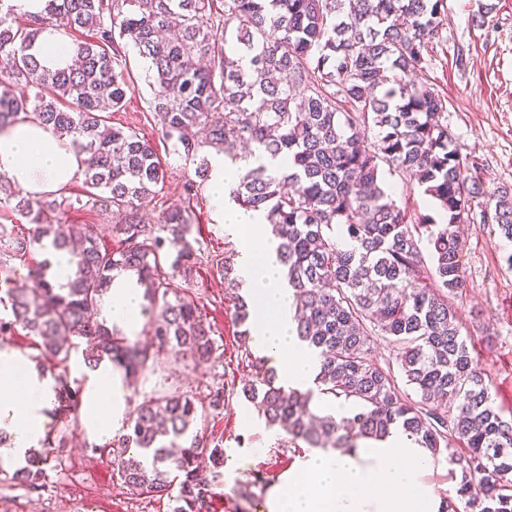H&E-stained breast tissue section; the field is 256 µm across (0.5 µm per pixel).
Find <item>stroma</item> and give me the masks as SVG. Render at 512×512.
Here are the masks:
<instances>
[{
	"mask_svg": "<svg viewBox=\"0 0 512 512\" xmlns=\"http://www.w3.org/2000/svg\"><path fill=\"white\" fill-rule=\"evenodd\" d=\"M447 9L442 37L418 78L446 97L455 146L461 155L478 159L485 191L512 193V0H447ZM125 54L122 69L133 77L135 87L112 122L150 139L167 170L164 185L143 209L145 222L153 224L180 199L194 165L163 142L148 108V65L133 46H126ZM191 208L200 261L190 276V294L202 304L221 356L208 368L167 356L161 371L139 384L142 393L176 389L202 398L212 388L251 375L234 337L236 299L208 261L209 256L240 250L241 243L224 232L207 190H199ZM462 230L467 277L456 300L461 333L493 381L496 407L503 417L512 418V240L483 218L477 205ZM253 411L250 403L235 397L228 408L210 413L205 421L208 438L222 440L225 455L251 459L236 472L222 468L210 512H261L269 490L307 450L302 441L288 444L272 435L263 421L246 425L242 417ZM67 434L66 447L52 455L42 488L0 483V512H169L167 497L135 496L123 488L112 476L109 459L90 451L81 425H70Z\"/></svg>",
	"mask_w": 512,
	"mask_h": 512,
	"instance_id": "1",
	"label": "stroma"
}]
</instances>
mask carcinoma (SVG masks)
I'll list each match as a JSON object with an SVG mask.
<instances>
[{
    "label": "carcinoma",
    "mask_w": 512,
    "mask_h": 512,
    "mask_svg": "<svg viewBox=\"0 0 512 512\" xmlns=\"http://www.w3.org/2000/svg\"><path fill=\"white\" fill-rule=\"evenodd\" d=\"M48 0L39 18L16 21L0 0V128L33 119L66 137L84 156L86 203L117 212V247L89 224H62L81 198L23 197L0 174V201L29 227L0 224V271L32 261L33 286L0 279V334L20 327L37 338L36 356L57 385L56 419L77 422L79 392L63 378L73 356L89 369L109 361L128 383L158 369L164 352L195 366L215 362L219 346L199 303L175 282L198 263L190 200L209 179L200 154L211 147L230 160L257 146L286 166L246 168L233 201L264 214L278 240L295 300L296 332L316 355L318 393L285 390L258 358L236 395L266 426L310 448H355L400 426L437 456L447 453L457 496L471 512H512V420L492 398L488 375L461 334L454 299L465 286L458 225L485 195L479 164L461 156L448 129L447 100L411 76L431 61L446 20V0ZM46 26L91 38L75 45L73 67L50 69L32 53ZM132 44L152 73L149 109L173 151L196 163L182 200L145 223L143 200L164 184L152 142L112 125L133 81L117 72ZM248 59V65L242 60ZM35 90L18 96L15 88ZM423 189L448 223L397 204L383 172ZM492 220L512 239V197L490 195ZM50 241L73 256L59 286L51 263L32 260ZM176 251L170 266L167 255ZM239 252L210 259L224 286L240 288ZM131 271L152 310V343L142 346L107 326L100 312L112 272ZM253 309L234 316L249 339ZM386 337L405 385L372 357ZM342 399L352 416L315 415L314 396ZM228 406L224 387L203 403L188 392L150 395L129 408L125 432L91 448L110 459L134 495L163 496L170 512H209L224 448L198 428L206 412ZM463 443L464 451L452 447ZM66 444L50 431L43 452L6 480L37 489L51 450Z\"/></svg>",
    "instance_id": "cac0c4a2"
}]
</instances>
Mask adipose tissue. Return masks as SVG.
<instances>
[{"mask_svg": "<svg viewBox=\"0 0 512 512\" xmlns=\"http://www.w3.org/2000/svg\"><path fill=\"white\" fill-rule=\"evenodd\" d=\"M244 162L212 154L208 193L225 233L246 236L238 276L253 306L250 345L287 389H308L317 362L296 334L292 290L285 278L277 242L256 212L229 202L230 185ZM82 158L68 141L32 120L0 129V174L32 196L58 192L80 173ZM143 290L128 272L115 273L104 314L127 335L144 324ZM129 394L123 372L104 362L81 381V423L88 438L104 441L125 426ZM49 374L14 347L0 346V465L24 461L40 446L55 403ZM435 460L402 428L381 442L363 441L339 451L314 448L304 453L267 494L264 512H440L442 504L423 477Z\"/></svg>", "mask_w": 512, "mask_h": 512, "instance_id": "adipose-tissue-1", "label": "adipose tissue"}]
</instances>
